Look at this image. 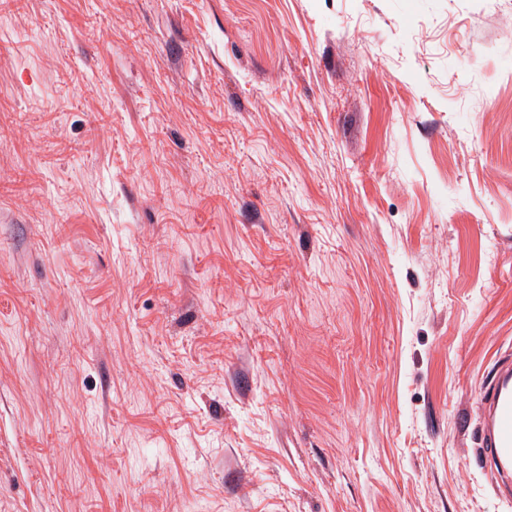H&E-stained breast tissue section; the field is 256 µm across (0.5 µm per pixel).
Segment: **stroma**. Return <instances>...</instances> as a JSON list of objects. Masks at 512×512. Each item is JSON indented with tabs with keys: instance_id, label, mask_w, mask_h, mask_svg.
<instances>
[{
	"instance_id": "stroma-1",
	"label": "stroma",
	"mask_w": 512,
	"mask_h": 512,
	"mask_svg": "<svg viewBox=\"0 0 512 512\" xmlns=\"http://www.w3.org/2000/svg\"><path fill=\"white\" fill-rule=\"evenodd\" d=\"M512 0H0V512H512ZM478 440L498 498L512 499V358L498 359L493 380L478 393Z\"/></svg>"
}]
</instances>
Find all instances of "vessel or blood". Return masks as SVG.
Returning <instances> with one entry per match:
<instances>
[{
  "instance_id": "vessel-or-blood-1",
  "label": "vessel or blood",
  "mask_w": 512,
  "mask_h": 512,
  "mask_svg": "<svg viewBox=\"0 0 512 512\" xmlns=\"http://www.w3.org/2000/svg\"><path fill=\"white\" fill-rule=\"evenodd\" d=\"M482 462L498 498L512 499V357L498 359L493 380L478 393Z\"/></svg>"
}]
</instances>
